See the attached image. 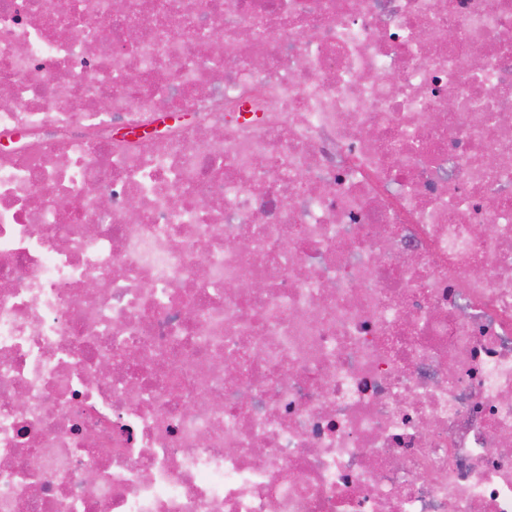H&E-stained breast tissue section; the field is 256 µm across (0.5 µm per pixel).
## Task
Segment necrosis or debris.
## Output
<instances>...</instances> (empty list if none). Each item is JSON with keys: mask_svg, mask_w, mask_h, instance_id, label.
Returning <instances> with one entry per match:
<instances>
[{"mask_svg": "<svg viewBox=\"0 0 512 512\" xmlns=\"http://www.w3.org/2000/svg\"><path fill=\"white\" fill-rule=\"evenodd\" d=\"M86 2L0 0V512H512V0Z\"/></svg>", "mask_w": 512, "mask_h": 512, "instance_id": "1", "label": "necrosis or debris"}]
</instances>
